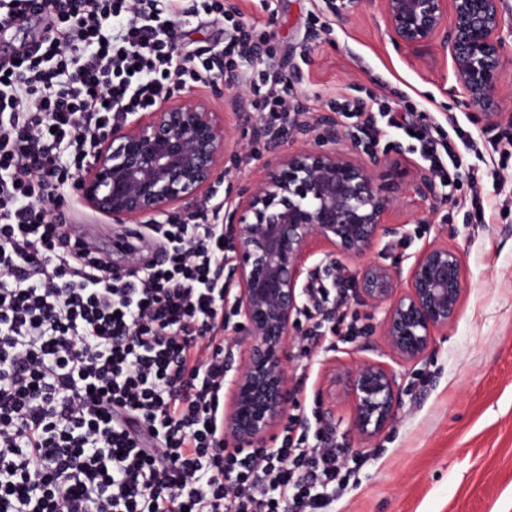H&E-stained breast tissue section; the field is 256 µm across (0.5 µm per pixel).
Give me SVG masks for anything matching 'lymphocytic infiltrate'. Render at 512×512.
I'll return each mask as SVG.
<instances>
[{
  "label": "lymphocytic infiltrate",
  "instance_id": "lymphocytic-infiltrate-1",
  "mask_svg": "<svg viewBox=\"0 0 512 512\" xmlns=\"http://www.w3.org/2000/svg\"><path fill=\"white\" fill-rule=\"evenodd\" d=\"M159 0H0V31L45 23L0 60V512H329L356 468L335 433L291 418L262 448L224 443L223 202L129 225L127 264L70 211L95 142L187 84L235 74L240 105L298 115L270 60L233 38L182 53ZM464 173L442 124L415 147Z\"/></svg>",
  "mask_w": 512,
  "mask_h": 512
}]
</instances>
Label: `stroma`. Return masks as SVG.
<instances>
[{"label":"stroma","instance_id":"1","mask_svg":"<svg viewBox=\"0 0 512 512\" xmlns=\"http://www.w3.org/2000/svg\"><path fill=\"white\" fill-rule=\"evenodd\" d=\"M233 6L256 42H268L283 56L281 71L305 107L306 121L336 103L383 99L398 117L434 123L452 117L473 138L500 140L503 149L469 154L476 176L498 173L492 193L497 204L482 224L470 223L469 178L439 181L447 201L431 223H417L419 199H401L389 220L402 225L400 237L384 238L374 260L408 269L428 244L445 242L459 252L466 288L454 324L437 334L417 363L400 362L381 336H363L318 351L310 376L289 368L288 380L302 415L320 414L343 446L365 462L332 512H512V126L482 130L465 96L454 91L451 62L439 47L415 57L392 45L379 0H223ZM211 99L232 131V147L217 183L223 198L239 199L258 177L263 145L250 138L255 117L217 96L213 85L194 87ZM74 223L114 266L125 258L113 248L125 225L76 203ZM363 360L392 368L402 387L392 425L363 444L354 435L353 406L343 389Z\"/></svg>","mask_w":512,"mask_h":512}]
</instances>
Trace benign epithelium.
I'll use <instances>...</instances> for the list:
<instances>
[{
    "instance_id": "1",
    "label": "benign epithelium",
    "mask_w": 512,
    "mask_h": 512,
    "mask_svg": "<svg viewBox=\"0 0 512 512\" xmlns=\"http://www.w3.org/2000/svg\"><path fill=\"white\" fill-rule=\"evenodd\" d=\"M380 8L396 49L417 54L439 46L451 58L453 89L483 109L482 120L512 124V113L497 108L508 58L501 0H380ZM251 135L266 142V160L253 188L224 209L238 317L225 335H240L246 345L231 381L224 440L239 448L262 447L288 418L299 281L315 275L307 266L315 252L335 270L360 265L357 292L384 310L380 336L404 363L423 359L436 333L456 321L464 291L460 255L446 244L428 245L414 257L404 288L396 264L370 258L382 237L400 233L386 215L401 195L427 203L417 216L425 223L446 201L430 170L372 146L337 148L343 131L336 111L295 126L291 140L302 142L297 148L285 147L261 125ZM230 147L224 117L210 101L194 95L163 100L151 112L113 124L99 140L80 177L81 198L115 223L152 224L206 197L226 174ZM346 395L352 430L363 442L387 430L400 404L396 374L373 361L356 366Z\"/></svg>"
}]
</instances>
